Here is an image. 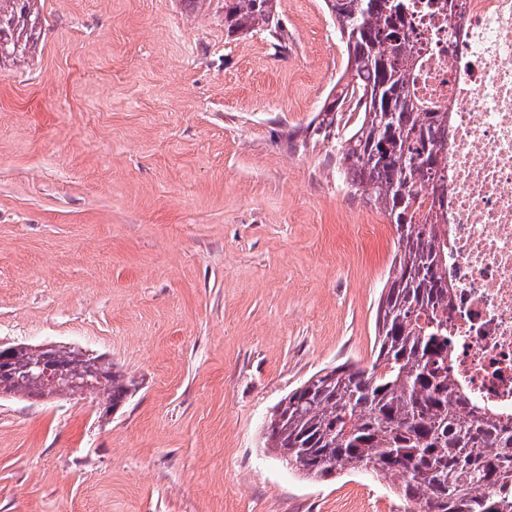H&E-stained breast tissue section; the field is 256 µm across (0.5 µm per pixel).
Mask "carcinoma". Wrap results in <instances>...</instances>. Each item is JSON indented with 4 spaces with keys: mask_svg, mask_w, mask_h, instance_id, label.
I'll return each mask as SVG.
<instances>
[{
    "mask_svg": "<svg viewBox=\"0 0 512 512\" xmlns=\"http://www.w3.org/2000/svg\"><path fill=\"white\" fill-rule=\"evenodd\" d=\"M346 40L352 79L336 102L354 103L357 117L338 145L336 166L347 184L383 209L396 232L395 273L378 302L377 352L366 368L341 364L291 391L266 424L267 447L302 476L317 481L337 470L371 468L395 476L406 502L432 512H512V427L475 403L448 373V299L442 270L447 255L434 223L448 205L445 181H435L443 157L442 112H420L411 96L414 65L408 47L409 0H325ZM277 0H224L230 35L278 28ZM43 19L38 0H0V67L28 63ZM343 112L333 106L312 127L328 138ZM429 187L433 205L415 222L418 191ZM43 353L26 348L6 369L0 388L27 398H49L60 387L28 373ZM52 363L72 379L102 372L97 396L115 403L135 382L100 356L56 348Z\"/></svg>",
    "mask_w": 512,
    "mask_h": 512,
    "instance_id": "obj_1",
    "label": "carcinoma"
}]
</instances>
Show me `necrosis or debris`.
Masks as SVG:
<instances>
[{
    "label": "necrosis or debris",
    "instance_id": "necrosis-or-debris-1",
    "mask_svg": "<svg viewBox=\"0 0 512 512\" xmlns=\"http://www.w3.org/2000/svg\"><path fill=\"white\" fill-rule=\"evenodd\" d=\"M448 0L415 13L411 90L448 115L451 375L512 416V0Z\"/></svg>",
    "mask_w": 512,
    "mask_h": 512
}]
</instances>
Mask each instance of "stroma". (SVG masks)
Returning a JSON list of instances; mask_svg holds the SVG:
<instances>
[{
	"instance_id": "obj_1",
	"label": "stroma",
	"mask_w": 512,
	"mask_h": 512,
	"mask_svg": "<svg viewBox=\"0 0 512 512\" xmlns=\"http://www.w3.org/2000/svg\"><path fill=\"white\" fill-rule=\"evenodd\" d=\"M0 71V341L102 354L111 415L0 396V512H404L397 478L311 481L264 446L323 368L369 366L385 213L306 129L347 51L324 0L227 36L219 0H43Z\"/></svg>"
}]
</instances>
